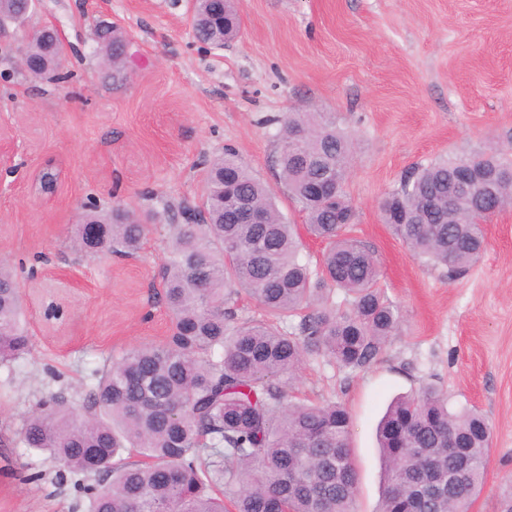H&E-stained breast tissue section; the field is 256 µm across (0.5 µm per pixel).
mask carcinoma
Here are the masks:
<instances>
[{"label":"carcinoma","mask_w":512,"mask_h":512,"mask_svg":"<svg viewBox=\"0 0 512 512\" xmlns=\"http://www.w3.org/2000/svg\"><path fill=\"white\" fill-rule=\"evenodd\" d=\"M32 0H0L3 18L22 20ZM196 37L220 47L242 28L198 0ZM101 36L123 72L124 38ZM35 33L30 73L65 55ZM354 153L350 136L325 112L288 114L281 136L280 181L305 216L287 222L275 193L232 153L210 161L200 222L171 224L162 267L172 316L166 341L107 360L78 401L39 400L23 418L17 443L49 455L77 477L89 512H355L359 475L351 417L341 403L295 402L288 392L303 362L324 354L350 370L369 366L399 328L401 312L379 288L374 254L351 235L355 212L344 190ZM499 173L489 199H448L461 167ZM512 155L440 159L411 172L382 198L384 224L416 257L461 273L484 246L488 212L512 206ZM336 178V195L314 186ZM245 201L264 216H235ZM81 221L98 225L75 245L87 256H136L153 225L119 205L91 200ZM326 244L319 266L302 256V233ZM351 297L337 311L335 290ZM245 294L266 322L233 325L230 308ZM29 322L11 268L0 262V364L29 351ZM383 461L380 512H466L486 482L491 427L476 409H456L434 386L395 399L377 431Z\"/></svg>","instance_id":"1"}]
</instances>
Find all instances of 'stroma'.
I'll use <instances>...</instances> for the list:
<instances>
[{
    "label": "stroma",
    "mask_w": 512,
    "mask_h": 512,
    "mask_svg": "<svg viewBox=\"0 0 512 512\" xmlns=\"http://www.w3.org/2000/svg\"><path fill=\"white\" fill-rule=\"evenodd\" d=\"M238 11L240 36L215 48L195 39L187 0H36L0 47V259L30 326L29 352L0 366V512H85L73 476L14 446L16 432L40 398L79 399L107 358L165 339L168 216L199 200L208 160L232 149L303 223L276 163L291 112L335 113L353 137L352 233L403 315L368 367L316 355L294 382L300 398L351 415L357 512L380 508L387 405L429 384L488 417L487 478L471 512H498L512 485V208L488 220L480 261L455 274L413 257L378 203L417 166L512 141V0H238ZM51 23L67 53L57 75L36 78L16 52ZM103 23L128 44L120 81L99 54ZM48 167L58 180L41 194L34 181ZM92 198L155 216L137 257L73 250Z\"/></svg>",
    "instance_id": "1"
}]
</instances>
